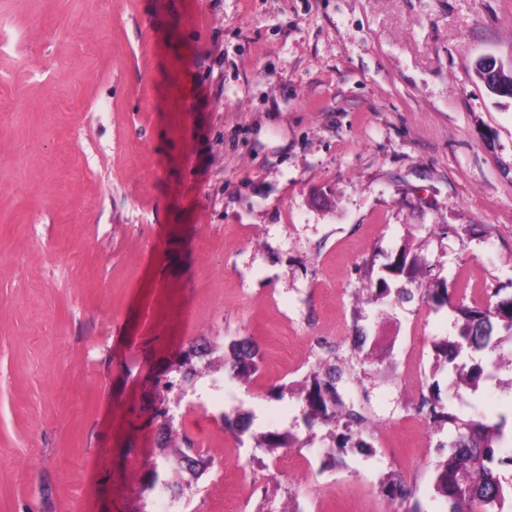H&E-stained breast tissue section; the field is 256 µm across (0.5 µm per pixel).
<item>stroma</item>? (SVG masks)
Listing matches in <instances>:
<instances>
[{"instance_id": "stroma-1", "label": "stroma", "mask_w": 512, "mask_h": 512, "mask_svg": "<svg viewBox=\"0 0 512 512\" xmlns=\"http://www.w3.org/2000/svg\"><path fill=\"white\" fill-rule=\"evenodd\" d=\"M484 55L512 61V0H0V512H147L153 483L182 512H443L419 405L458 326L379 279L409 242L451 301L512 296ZM331 364L364 447L304 422ZM511 379L456 413L496 419ZM235 360L232 364V377L243 378L249 377L255 373L257 364L255 361L256 353L249 347L240 345L237 352V344H232Z\"/></svg>"}]
</instances>
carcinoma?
Segmentation results:
<instances>
[{"mask_svg": "<svg viewBox=\"0 0 512 512\" xmlns=\"http://www.w3.org/2000/svg\"><path fill=\"white\" fill-rule=\"evenodd\" d=\"M473 71L491 95L512 100V63L489 75L477 66ZM384 270L387 277L380 278L384 285L380 293L387 292L386 278L403 281L405 287L398 289L400 299L411 300L418 294L421 301L434 307L449 306L460 321L454 340L433 342L437 355L448 365V399L458 397L463 388L475 392L495 377L502 368L497 357L501 343L506 340L512 344V299L484 306L462 301L454 304L448 298V289L421 279L427 273V266L418 253L407 247L398 250ZM232 350L235 357L232 377L254 374L256 353L235 343ZM338 378L339 372L332 365L314 378L303 397L305 418L310 427L317 423L342 426L340 441L346 444L356 435L351 424L359 422V417L349 413L342 423L336 419V413L329 411V404L336 401ZM427 389L428 394L422 396L421 402V408L428 409L427 419L434 423L443 420L451 426L445 444L448 453L436 466L434 483L436 494L446 504L445 512H505V504L512 505V482L504 476V470L512 471V437H506V417L491 422L475 412L463 419L452 410L438 409L437 383H430Z\"/></svg>", "mask_w": 512, "mask_h": 512, "instance_id": "carcinoma-1", "label": "carcinoma"}]
</instances>
